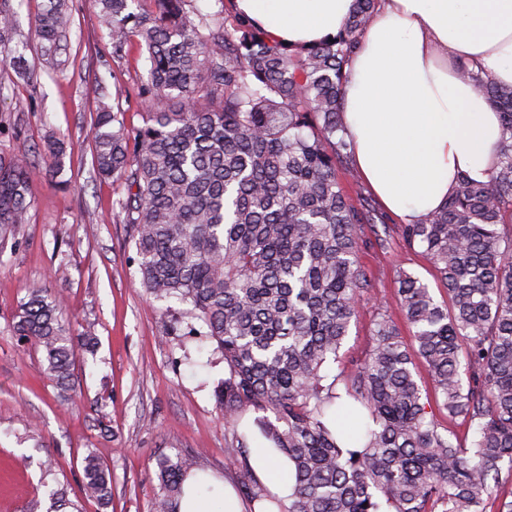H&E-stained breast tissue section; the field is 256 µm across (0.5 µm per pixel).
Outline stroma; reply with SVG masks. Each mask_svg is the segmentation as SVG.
Returning <instances> with one entry per match:
<instances>
[{
  "label": "stroma",
  "mask_w": 512,
  "mask_h": 512,
  "mask_svg": "<svg viewBox=\"0 0 512 512\" xmlns=\"http://www.w3.org/2000/svg\"><path fill=\"white\" fill-rule=\"evenodd\" d=\"M42 5L22 0L16 8L12 46L24 55L31 80L0 65V155L28 152L40 169L19 244L0 256V512H47L48 492L59 484L82 512H98L80 494L78 460L89 448L112 470L111 512H151L159 491L155 461L178 451L194 455L204 473L242 488V471L227 450L237 434L257 432L256 415L246 412L235 429L225 425L213 390L228 377L227 363L215 342L174 329L172 318L184 305L145 295L120 206L125 184L93 169L91 125L99 101L120 98L127 129L143 124L137 87L147 77L144 56L136 47L114 56L93 0H67V48L60 67L52 68L35 31ZM52 131L61 138L53 157L42 151ZM364 233L368 244L359 262L369 293L340 350L346 362L367 357L380 317L405 327L396 297L399 271L419 277L436 300L445 297L433 266L409 247L394 217ZM36 282L66 298L74 326L97 331L98 345L79 353L68 392L41 377V353L12 333V317Z\"/></svg>",
  "instance_id": "obj_1"
}]
</instances>
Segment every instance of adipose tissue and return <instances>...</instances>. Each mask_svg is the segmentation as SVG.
Instances as JSON below:
<instances>
[{"instance_id": "obj_1", "label": "adipose tissue", "mask_w": 512, "mask_h": 512, "mask_svg": "<svg viewBox=\"0 0 512 512\" xmlns=\"http://www.w3.org/2000/svg\"><path fill=\"white\" fill-rule=\"evenodd\" d=\"M237 15L292 48L336 36L354 0H232ZM512 85V0H380L345 67L341 98L352 161L377 200L404 224L440 210L458 175L487 181L500 120L459 65ZM255 478L288 500L292 465L255 447Z\"/></svg>"}]
</instances>
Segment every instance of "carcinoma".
<instances>
[{
    "label": "carcinoma",
    "instance_id": "cac0c4a2",
    "mask_svg": "<svg viewBox=\"0 0 512 512\" xmlns=\"http://www.w3.org/2000/svg\"><path fill=\"white\" fill-rule=\"evenodd\" d=\"M120 56L146 51L144 125L125 128L120 105H97L94 164L125 181L122 202L140 283L156 301L189 306L217 343L229 377L215 390L224 421L272 413L262 433L294 465L292 495L278 512H512L502 466L512 475V85L461 66L498 112L499 163L486 182L458 179L448 204L402 234L433 265L448 300L398 273L405 341L380 318L373 348L337 364L357 301L367 289L357 253L361 226L385 216L358 207L336 179L350 156L340 100L344 67L378 0H355L346 30L308 49L268 42L250 23L240 36L189 9L190 0H95ZM12 0H0V50L13 38ZM71 26L65 0H46L35 29L56 59ZM37 165L24 152L0 158V256L27 223ZM13 335L43 356V373L72 389L77 353L95 330H74L63 299L26 289ZM419 358L431 389L416 377ZM434 397L448 417L473 427L455 444L426 410ZM245 435L227 449L247 461ZM83 493L112 501V470L89 450ZM153 512H180L189 455L156 461Z\"/></svg>",
    "mask_w": 512,
    "mask_h": 512
}]
</instances>
